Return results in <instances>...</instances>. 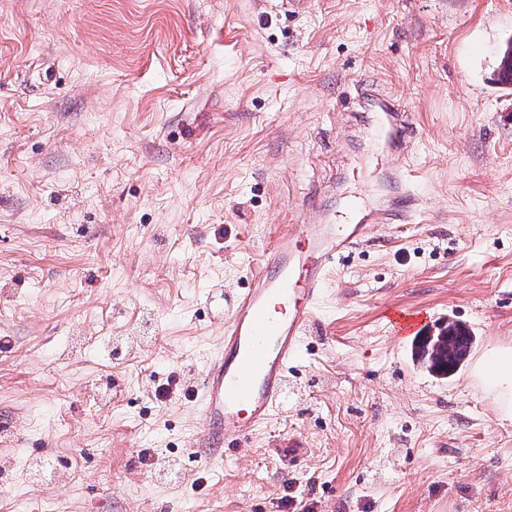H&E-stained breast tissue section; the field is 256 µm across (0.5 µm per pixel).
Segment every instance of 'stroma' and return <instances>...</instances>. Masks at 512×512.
Wrapping results in <instances>:
<instances>
[{
    "mask_svg": "<svg viewBox=\"0 0 512 512\" xmlns=\"http://www.w3.org/2000/svg\"><path fill=\"white\" fill-rule=\"evenodd\" d=\"M512 0H0V507L512 512V421L475 377L512 346ZM415 125L407 224L336 264L273 422L207 466L189 387L229 296L317 193L386 200L360 84ZM421 332L476 336L441 380ZM498 70L494 74L497 84L504 87L512 85V39L506 41L505 45L498 50ZM445 334L450 336L448 343L453 345L457 353L459 345L467 347L463 342L468 346H472L474 342V336H472L468 328L457 322H448V326L439 328V332L436 336H419L414 343L413 353L415 359L429 369L430 372L438 376L450 377L454 375L464 363L465 355L459 353L460 356L455 355L453 359H449L448 357L439 359L432 355L433 346L438 336H444ZM448 343L447 337H445L443 343L440 345V350L443 353H446Z\"/></svg>",
    "mask_w": 512,
    "mask_h": 512,
    "instance_id": "stroma-1",
    "label": "stroma"
}]
</instances>
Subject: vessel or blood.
Returning a JSON list of instances; mask_svg holds the SVG:
<instances>
[{
    "mask_svg": "<svg viewBox=\"0 0 512 512\" xmlns=\"http://www.w3.org/2000/svg\"><path fill=\"white\" fill-rule=\"evenodd\" d=\"M362 116L373 117L391 156L386 165V204H345L346 220L322 213L319 223L291 224L278 232L261 266L233 300L224 341L207 362L192 393L203 426L195 447L207 460L240 446L275 416L289 385L288 369L320 308L331 271L366 237L370 225L399 224L412 218L415 200L410 171L398 158L413 128L389 98L363 90Z\"/></svg>",
    "mask_w": 512,
    "mask_h": 512,
    "instance_id": "1",
    "label": "vessel or blood"
}]
</instances>
